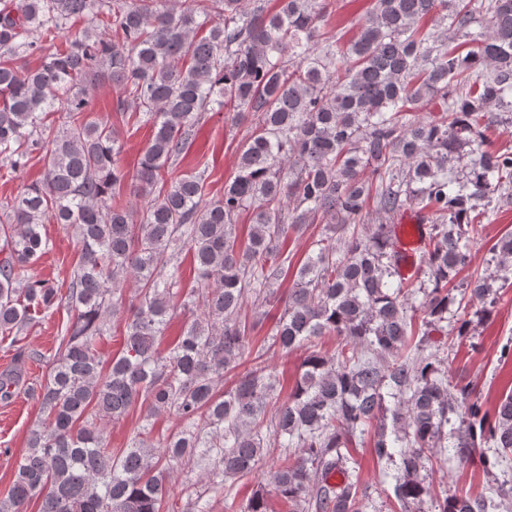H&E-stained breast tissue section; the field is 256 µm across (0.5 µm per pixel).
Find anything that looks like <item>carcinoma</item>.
<instances>
[{
    "label": "carcinoma",
    "instance_id": "carcinoma-1",
    "mask_svg": "<svg viewBox=\"0 0 512 512\" xmlns=\"http://www.w3.org/2000/svg\"><path fill=\"white\" fill-rule=\"evenodd\" d=\"M203 20L163 0H0V161L17 172L33 154L45 178L6 204L0 221V336L18 362L40 361L24 330L60 308L70 317L60 356L40 385L39 424L17 464L0 512H178L164 459L208 460L211 490L257 471L267 444L256 428L274 396L258 364L220 394L216 385L243 357L248 328L239 318L249 295L267 303L288 275L281 238L290 224L320 220L318 239L272 335L288 351L306 349L288 398L276 405L272 435L298 454L284 459L245 504L227 512H268V495L288 512H360L352 442L370 434L401 512L423 502L428 453L466 460L503 475L512 493V393L494 410L448 384L432 351L431 328L452 339L475 335L458 313L478 301L491 312L512 276V234L491 247L494 272L456 281L471 262L467 239L493 203L512 197V149L491 150L494 123L512 127V0H372L358 36L340 47L319 21L327 4L208 0ZM112 17L117 38L98 28ZM447 22L450 37L418 22ZM82 34L63 46L78 20ZM210 25L208 34L198 29ZM37 69L26 58L48 48ZM479 71L482 78L470 80ZM102 74L127 93V120L150 122L152 138L131 177L147 199L140 212L121 204L127 177L112 126L83 122ZM425 101L442 115H416ZM257 121L242 145L224 194L210 197L204 172L165 183L214 106ZM499 111L506 117L494 116ZM60 114L59 124L45 122ZM367 170L370 177H361ZM416 202L431 214L423 278L398 277L393 225L384 217ZM374 211H369V204ZM252 210L246 247L235 218ZM79 244L67 291L31 273L49 249L46 224ZM187 250L196 275L181 288L163 269ZM136 301L123 307L128 282ZM426 314L414 328L417 294ZM195 312L166 352L157 347L175 304ZM125 315L122 348L108 363L97 341ZM342 337L328 358L318 339ZM144 406L130 446L108 448L103 425ZM172 414L173 435L154 438L151 420ZM491 498L447 494L435 512H494Z\"/></svg>",
    "mask_w": 512,
    "mask_h": 512
}]
</instances>
